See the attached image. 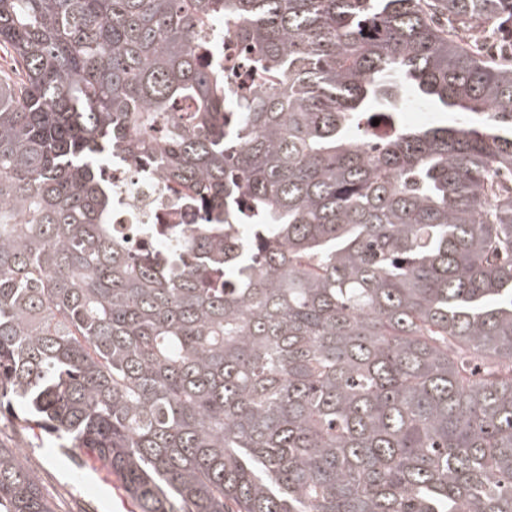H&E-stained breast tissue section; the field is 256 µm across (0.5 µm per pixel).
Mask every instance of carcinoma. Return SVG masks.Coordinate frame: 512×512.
Listing matches in <instances>:
<instances>
[{
    "instance_id": "1",
    "label": "carcinoma",
    "mask_w": 512,
    "mask_h": 512,
    "mask_svg": "<svg viewBox=\"0 0 512 512\" xmlns=\"http://www.w3.org/2000/svg\"><path fill=\"white\" fill-rule=\"evenodd\" d=\"M216 18L263 63L243 103ZM496 24L512 0H0V410L138 512H512V63L466 37ZM410 95L461 120L403 127ZM121 154L202 222L115 237ZM0 512H55L1 445Z\"/></svg>"
}]
</instances>
